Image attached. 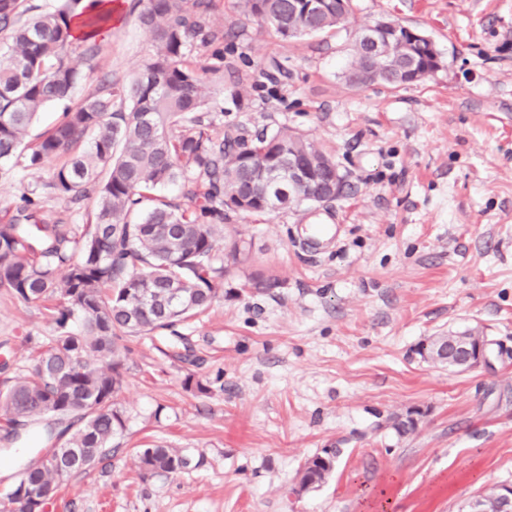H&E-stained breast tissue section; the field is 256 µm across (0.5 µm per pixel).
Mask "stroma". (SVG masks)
Segmentation results:
<instances>
[{
  "label": "stroma",
  "mask_w": 512,
  "mask_h": 512,
  "mask_svg": "<svg viewBox=\"0 0 512 512\" xmlns=\"http://www.w3.org/2000/svg\"><path fill=\"white\" fill-rule=\"evenodd\" d=\"M119 2L93 62L71 59L74 99L103 77L131 80L153 52L132 0ZM381 17L431 38L443 66L430 80L345 83L351 30ZM213 22L229 44L224 68L208 71L206 52L192 64L224 122L306 134L334 156L347 193L328 209L228 221L249 245L240 275L273 274L279 288H235L175 338L126 339L114 395L124 431L46 512H461L512 485V358L454 372L417 353L473 326L512 348V0H352L347 28L297 40L244 0H220ZM52 170L18 165L0 179V222ZM55 328L48 303L0 289V382ZM412 409L418 429L398 437L388 422ZM153 444L188 466L143 474L136 451ZM334 446L326 482L300 490L304 462Z\"/></svg>",
  "instance_id": "35a3bbf8"
}]
</instances>
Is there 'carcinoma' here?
Masks as SVG:
<instances>
[{
	"label": "carcinoma",
	"mask_w": 512,
	"mask_h": 512,
	"mask_svg": "<svg viewBox=\"0 0 512 512\" xmlns=\"http://www.w3.org/2000/svg\"><path fill=\"white\" fill-rule=\"evenodd\" d=\"M102 2L59 0L54 10L27 18L23 0H0V31L10 33L0 52V177L15 165L39 170L67 154L46 194L74 205L95 201L86 224L48 223L40 218L41 201L24 192L17 215L0 224V289L56 302V335L0 390L6 441L27 440L31 424L43 420L40 442L48 445L5 493L4 512H39L30 494L56 496L61 438L77 452L71 473L107 455L124 427L113 403L122 373L119 361L104 367L98 358L116 355L127 337L170 330L229 294L232 266L246 245L226 239L224 223L233 214L259 216L298 203L303 190H288V154H303L318 168L335 165L318 144L286 127L250 139L236 126L214 128L189 58L209 50L212 69L223 67L224 29L212 22L218 0H136L154 50L133 80H103L37 144L25 145L36 114L69 100L78 85L72 55L82 47L85 60H93L97 37L112 20ZM294 4L246 0L284 39L341 25L334 11L307 16ZM85 138L87 149L76 152ZM170 183L181 185L191 213L154 196ZM339 455L327 448L308 459L301 487L323 483ZM136 456L149 474L187 465L164 445Z\"/></svg>",
	"instance_id": "carcinoma-1"
}]
</instances>
